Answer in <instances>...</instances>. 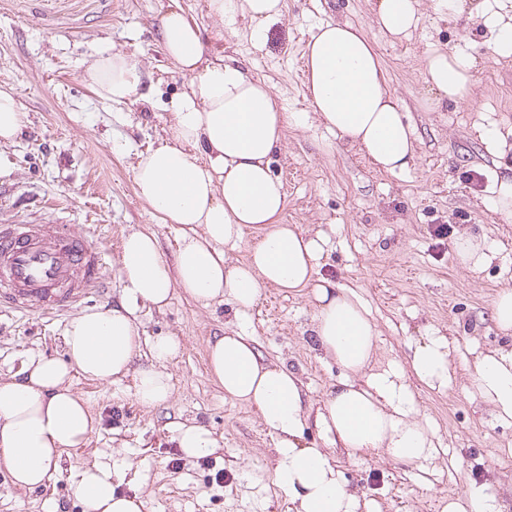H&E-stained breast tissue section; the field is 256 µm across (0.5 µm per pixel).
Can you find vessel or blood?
Segmentation results:
<instances>
[{"mask_svg": "<svg viewBox=\"0 0 512 512\" xmlns=\"http://www.w3.org/2000/svg\"><path fill=\"white\" fill-rule=\"evenodd\" d=\"M104 253L69 224L0 225V304L55 314L99 288Z\"/></svg>", "mask_w": 512, "mask_h": 512, "instance_id": "vessel-or-blood-1", "label": "vessel or blood"}]
</instances>
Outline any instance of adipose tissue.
Instances as JSON below:
<instances>
[{
	"label": "adipose tissue",
	"instance_id": "obj_1",
	"mask_svg": "<svg viewBox=\"0 0 512 512\" xmlns=\"http://www.w3.org/2000/svg\"><path fill=\"white\" fill-rule=\"evenodd\" d=\"M217 19L248 17L257 42L267 40L282 16L281 0H209ZM422 18L421 0H377L375 20L393 36H406ZM163 50L186 80L185 90L165 104L168 136L139 156L134 181L140 197L164 223L178 224L174 261H166L154 234L130 232L120 254L122 298L80 312L67 324L65 360L31 358L20 379H0V471L23 490L44 487L60 474L64 450L85 444L97 421L72 387L73 375L111 384L132 379L145 408L167 403L173 393L168 362L180 352L172 337L143 346L137 311L164 309L175 291L202 307L228 303L233 319L207 343L208 372L226 399L255 408L276 438L274 481L290 512H382L366 493L350 487L325 449L301 445L314 424L325 439L353 458L381 455L420 465L438 456L436 431L422 414L408 375L431 389L452 383L451 347L432 335L412 348L407 365L374 364L376 324L361 297L318 278L323 238L285 224L280 180L270 168L281 145L284 112L271 85L211 52L208 37L181 6L161 17ZM306 92L320 122L356 145L371 163L390 173L409 170L416 143L390 93L385 70L361 27L336 21L320 25L306 45ZM475 61L461 51L433 50L424 61L427 84L449 102L471 100ZM101 99L145 103L150 94L140 60L121 50L98 51L84 71ZM259 231L244 262L228 263L226 248L238 247L246 229ZM461 268L479 271L495 257L485 235L464 229L453 242ZM311 288L315 301L312 341L323 360L344 377L322 405L311 408L303 382L284 363L264 361L239 321L262 289L297 292ZM149 364H139L141 351ZM465 389L482 397L490 417L512 424V348L476 358ZM173 440L189 459L217 453L218 441L203 425L187 421ZM126 468L85 465L72 489L84 512H143L139 496L116 492ZM441 512H503L490 482H469L444 501Z\"/></svg>",
	"mask_w": 512,
	"mask_h": 512
}]
</instances>
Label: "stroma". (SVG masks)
<instances>
[{"label":"stroma","instance_id":"obj_1","mask_svg":"<svg viewBox=\"0 0 512 512\" xmlns=\"http://www.w3.org/2000/svg\"><path fill=\"white\" fill-rule=\"evenodd\" d=\"M511 0H466L468 10L493 12ZM171 0H0V86L13 88L26 122L18 137L0 145V218L18 224H75L106 253L107 283L84 308L121 298L120 249L134 230L155 233L172 258L179 227L163 223L137 194L134 167L140 152L164 136L163 105L184 79L165 55L160 18ZM205 27L214 50L238 59L269 82L287 121L271 170L286 193L283 223L321 233L320 272L356 292L376 324L379 364L406 362L410 348L439 333L453 347L456 379L432 390L416 378L421 410L438 430L442 453L428 469L390 460L354 459L341 447L332 456L343 478L360 487L382 512H440L441 499L468 481L491 482L512 512V425L491 420L486 403L462 383L476 356L512 338L490 317L499 288L512 286V217L491 205L496 178L512 168V59L496 57L487 35L470 34L466 14L449 17L437 0H423V23L395 40L378 26L371 0H282L283 16L265 43L255 41L248 19L222 24L208 0H178ZM347 21L373 42L387 85L414 129L416 156L409 171L377 170L318 122L305 97L307 42L319 25ZM109 46L136 55L150 102L101 100L83 80L90 55ZM432 49L463 51L476 61L470 102H441L425 81L423 59ZM498 127L504 146L485 141ZM461 228L486 234L496 256L484 269H462L450 237ZM314 302L309 293L269 288L242 321L262 356L285 363L320 405L341 370L321 360L309 342ZM71 312L41 317L0 309V377L20 376L34 355L65 359L63 334ZM229 304L204 308L175 292L161 311L141 308L145 341L173 336L181 343L169 362L174 393L165 404L140 406L123 384L74 376L73 389L101 418L99 430L63 452L62 474L48 489L12 486L0 472V512H83L72 494L81 468L99 460L132 462L119 489L140 494L143 512H289L273 480L275 438L249 405L225 400L210 377L206 343L232 320ZM185 420L204 424L222 452L202 460L183 456L172 442Z\"/></svg>","mask_w":512,"mask_h":512}]
</instances>
